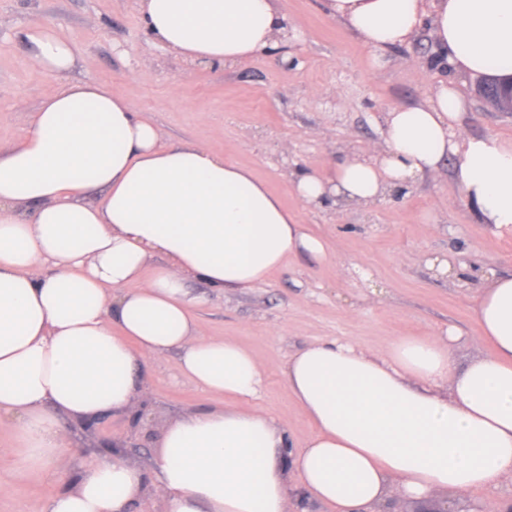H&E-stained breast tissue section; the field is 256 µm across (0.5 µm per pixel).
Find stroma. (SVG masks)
<instances>
[{"label": "stroma", "instance_id": "obj_1", "mask_svg": "<svg viewBox=\"0 0 512 512\" xmlns=\"http://www.w3.org/2000/svg\"><path fill=\"white\" fill-rule=\"evenodd\" d=\"M279 6L301 35L296 63L264 56L216 69L185 67L150 41L139 0H0V148L19 142L42 99L68 79L31 61L23 32L48 25L78 50L72 76L123 94L156 125L162 143L205 144L249 167L299 223L324 239L323 260L289 257L266 285L224 293L190 285L205 298L194 311L204 334L236 341L265 365L261 390L243 408L269 414L299 446L312 424L281 374L288 357L333 338L383 354L396 338L450 327L460 335L458 365L474 354L488 355L489 347L476 342L470 285L437 276L429 262L440 257L468 270L485 265L511 274L512 232L474 222L450 159L437 174L370 209L303 203L288 182L290 172L322 173L340 154L380 147L384 112L424 101L440 76L427 69L434 52L430 29L379 52L328 17L320 0H279ZM476 86L469 79L461 88L467 100L463 132L512 139V112L486 104ZM142 379L144 422L134 424L127 412L91 433L72 426L73 440L88 448L86 461L117 452L149 465L171 419L223 403L182 376L174 354L146 358Z\"/></svg>", "mask_w": 512, "mask_h": 512}]
</instances>
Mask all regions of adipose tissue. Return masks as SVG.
I'll use <instances>...</instances> for the list:
<instances>
[{
    "label": "adipose tissue",
    "mask_w": 512,
    "mask_h": 512,
    "mask_svg": "<svg viewBox=\"0 0 512 512\" xmlns=\"http://www.w3.org/2000/svg\"><path fill=\"white\" fill-rule=\"evenodd\" d=\"M371 48L430 27L447 68L421 103L388 109L382 150L331 174L292 173L306 204L369 205L455 157L477 223L512 230V140L467 136L464 79L512 75V0H323ZM154 42L185 65L294 57L278 0H140ZM24 36L52 75L77 63L54 28ZM327 254L252 171L199 144L164 145L121 94L88 79L42 100L22 140L0 151V427L23 483L71 461L63 420L129 409L145 358L175 352L202 390L256 396L265 367L231 339L205 336L189 281L216 291L265 285L287 257ZM471 312L491 355L457 367L454 332L401 337L386 355L333 339L305 345L281 374L312 434L295 446L256 410L217 407L169 423L149 467L119 457L19 512H129L156 485L166 512H286L289 495L332 512H383L410 498L512 488V274L486 268Z\"/></svg>",
    "instance_id": "ef3b65f1"
}]
</instances>
